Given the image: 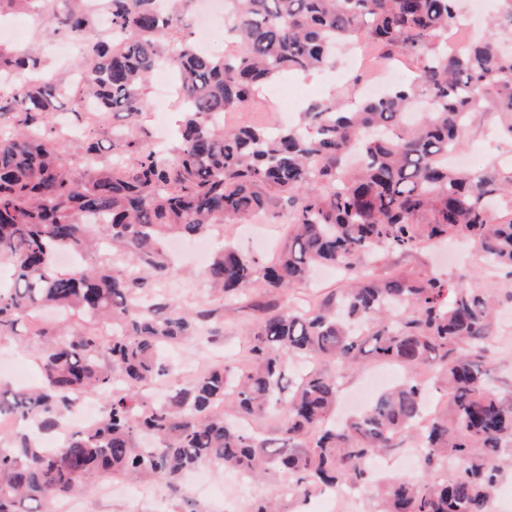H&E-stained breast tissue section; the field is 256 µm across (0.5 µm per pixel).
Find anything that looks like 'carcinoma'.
<instances>
[{
	"instance_id": "cac0c4a2",
	"label": "carcinoma",
	"mask_w": 512,
	"mask_h": 512,
	"mask_svg": "<svg viewBox=\"0 0 512 512\" xmlns=\"http://www.w3.org/2000/svg\"><path fill=\"white\" fill-rule=\"evenodd\" d=\"M52 11L55 31L80 50L83 77L49 69L35 48L0 44V264L14 281L0 288V339L17 335L45 306L112 326L108 336L61 327L35 331L40 384L0 387V417L30 432L0 435V512H56L98 473L177 490L185 473L222 465L250 479L285 473L293 495L365 486L369 462L420 425L418 480L398 475L379 488L382 512H488L500 476L512 466V392L492 384V321L501 297L482 271L455 279L377 278L372 262L392 251L462 236L481 260L512 275V165L482 171L442 165L462 150L480 114L499 117L512 141V0L482 40L457 46V0H224L236 52L212 56L177 37V6L160 0H108L112 32L97 34L84 0ZM363 29L390 57L420 60L417 77L351 109L332 95L311 102L297 124L226 128L216 117L258 97L281 73H311ZM177 72L188 101L180 136L157 146L138 124L153 71ZM96 111L122 112L100 161L95 126L74 141L58 134L61 96ZM425 110L408 121L411 105ZM288 213V239L264 262L224 246L205 277L219 299L261 284L274 302L250 331L245 368L210 367L170 385L157 400L145 388L172 374L160 347L213 337V310L185 309L148 293L174 276L163 246L171 235L227 229L266 212ZM122 264L90 266L103 242ZM67 250L80 264L58 271ZM320 265L343 270L345 285L319 306L281 300ZM327 360L336 373H288L295 360ZM369 363L411 371L399 385L338 426L344 376ZM448 395L445 415L424 418L429 397ZM99 396L101 418L76 426L54 448L81 399ZM233 412L228 418L220 408ZM276 417L265 437L239 420Z\"/></svg>"
}]
</instances>
